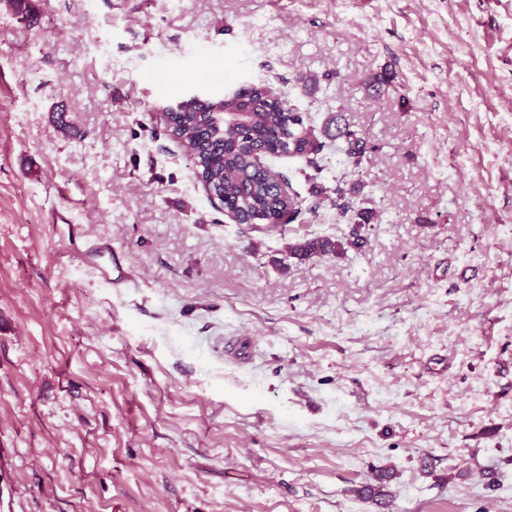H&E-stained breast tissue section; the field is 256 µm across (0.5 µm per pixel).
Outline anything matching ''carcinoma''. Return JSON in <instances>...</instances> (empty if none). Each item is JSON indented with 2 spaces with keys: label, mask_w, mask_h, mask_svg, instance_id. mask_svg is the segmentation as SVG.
I'll list each match as a JSON object with an SVG mask.
<instances>
[{
  "label": "carcinoma",
  "mask_w": 512,
  "mask_h": 512,
  "mask_svg": "<svg viewBox=\"0 0 512 512\" xmlns=\"http://www.w3.org/2000/svg\"><path fill=\"white\" fill-rule=\"evenodd\" d=\"M236 96L215 95L199 99L182 96L177 110L170 113V136L185 147L205 191L254 224H279L281 213L298 207L292 196L281 193L278 175L255 166L253 149L266 148L281 156L301 157L315 174L322 171L320 155L325 143L307 128L301 113L291 107L288 95L270 97L264 83L238 86ZM336 121V137L348 142L347 155L354 166L361 164L368 149L367 140ZM350 238L344 242L314 238L288 246L289 255L311 259L326 255L341 256L349 247L364 243L362 225L370 212L358 210ZM390 471H378L373 481L356 490L359 497L377 504L390 496Z\"/></svg>",
  "instance_id": "cac0c4a2"
}]
</instances>
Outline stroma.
Returning a JSON list of instances; mask_svg holds the SVG:
<instances>
[{"label":"stroma","instance_id":"1","mask_svg":"<svg viewBox=\"0 0 512 512\" xmlns=\"http://www.w3.org/2000/svg\"><path fill=\"white\" fill-rule=\"evenodd\" d=\"M32 2L0 0V492L512 512V0ZM211 66L372 152L326 149L317 186L267 158L302 213L234 223L154 112L221 90ZM322 186L372 209L367 242L290 256L350 235ZM385 467L381 508L356 491ZM341 117L338 115L333 120L336 121V139L344 138L348 142L347 155L352 159V164L358 167L361 164L362 158L369 149L367 140L357 136L355 131H352L347 125H342L340 122Z\"/></svg>","mask_w":512,"mask_h":512}]
</instances>
